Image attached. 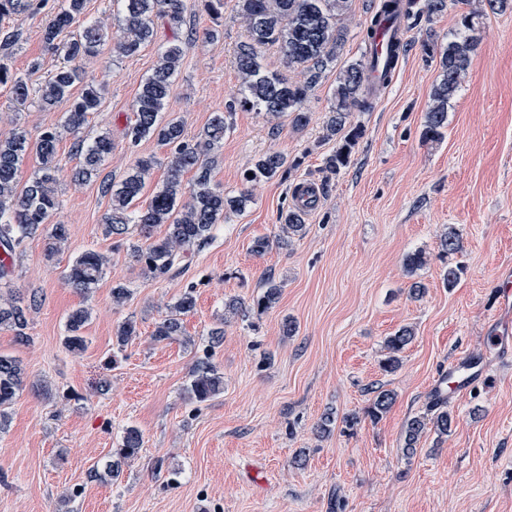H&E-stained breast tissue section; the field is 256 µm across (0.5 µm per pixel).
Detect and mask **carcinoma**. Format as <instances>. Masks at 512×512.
Segmentation results:
<instances>
[{
    "mask_svg": "<svg viewBox=\"0 0 512 512\" xmlns=\"http://www.w3.org/2000/svg\"><path fill=\"white\" fill-rule=\"evenodd\" d=\"M122 36L114 44L125 57L138 54L142 47L156 36L155 21L165 19L174 27L184 23L189 0H122ZM201 7L213 20L214 27L206 38L215 40L223 35L224 0H200ZM48 0H0V85H10L12 99L25 104L33 95L41 107L49 109L69 100L64 122L44 130L36 142H31L26 130L17 128L7 138H0V282H9L14 272L16 258L26 242L43 235L46 251L52 256L59 252V245L68 239L64 224L50 223L61 202L58 183L62 167L57 158V145L61 131L74 137L75 154L79 165L72 177L77 181H90L99 175L103 161L112 153V139L101 134L89 141L81 136L88 122V115L99 110L100 93L97 87L83 82L82 63L96 56L106 42V33L98 22L82 20L86 0H58L57 8L48 15L42 28L44 44L63 62L47 79L32 87L28 79L13 72L8 64L19 33L3 22L15 15H35L44 9ZM448 8V0H381L370 15L364 43L370 44L381 23H390L400 16L417 15L431 17ZM349 9V0H237V16L247 26V39L235 49V63L242 78L241 96L225 111L214 113L210 123L199 137L189 140L181 121H163L162 112L169 99L173 78L178 73L192 37L165 47L152 73L145 78L133 103L134 120L126 129V138L132 146L146 138L170 148L166 176L161 188L148 199H143L144 189L155 163L152 157H139L118 180L104 179L99 185L102 195L110 197V210L104 216L102 226L105 236L120 238L143 271L152 277L175 278L189 266L195 251L209 244L218 226L230 213H243L251 197L242 192L228 196L211 181V153L224 139L229 129L228 117L233 107L263 112L272 118L286 117L294 127L301 129L310 122V113L304 104L331 64L336 62L344 46L345 34L339 26L341 16ZM481 14L475 11L461 15V32L448 41L440 51V79L434 85L431 104L425 113L422 138L431 143L442 141L448 128V104L461 86L477 46L476 31ZM275 46L286 60L288 67L298 69L303 79L292 81L284 75L266 70L262 64L263 52ZM408 44L392 45L389 55H376L352 62L339 72L331 97V109L325 125L324 139L336 140V150L326 156L324 170L332 175L346 168L363 129L352 124L354 112L371 108L370 99L378 87H387L393 80L401 56ZM35 153L40 165L26 182H21L25 159ZM301 160L279 151L260 155L243 173L247 183L267 182L285 176L298 168ZM193 173L185 181L187 173ZM305 210L295 206L283 216V228L288 236H296L304 230ZM139 228L144 241L131 242L126 238L129 225ZM164 227V234L153 236L154 228ZM442 253L453 255L461 250L459 237L448 230L440 239ZM106 274L105 257L98 251L87 250L67 267L65 283L84 295L96 288ZM281 286L269 281L266 290L254 302L259 309H267L276 303ZM37 293L30 294L28 303L13 292L0 294V328L21 335L26 325L27 311L37 306ZM195 307L194 287L190 286L169 307V312L156 324L153 338L157 342L181 341L194 345L184 334V317ZM90 318V308L83 306L72 310L66 321L64 346L71 352L86 347L83 329ZM138 336L134 320L128 319L117 328L115 339L123 348ZM413 329L405 326L387 337V357L383 367L389 372L399 366L398 354L412 342ZM26 385L25 370L21 361L11 355L0 354V432L8 427L9 409ZM224 379L211 362V353L204 351L191 370L184 389L187 400L194 404L208 401L223 388ZM394 394L378 388L369 408L370 416L378 419L388 411ZM433 426L438 437L452 431L453 416L448 411L441 391L432 396L427 413L409 419L404 428V451L416 450L420 437ZM143 436L131 426L123 431L118 460L108 469L110 478L116 480L121 473V461L139 452Z\"/></svg>",
    "mask_w": 512,
    "mask_h": 512,
    "instance_id": "obj_1",
    "label": "carcinoma"
}]
</instances>
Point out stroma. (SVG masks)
<instances>
[{"mask_svg": "<svg viewBox=\"0 0 512 512\" xmlns=\"http://www.w3.org/2000/svg\"><path fill=\"white\" fill-rule=\"evenodd\" d=\"M377 3L351 0L341 20L343 51L306 102L307 127L234 112L212 154V182L229 195L250 190L252 201L228 216L180 278L145 274L127 248L104 235L110 203L97 181H72L74 139L59 141L65 173L53 221L67 226L68 240L52 256L43 237L27 243L10 286L40 297L28 315L29 341L0 329V352L19 357L31 380L51 382L53 396L28 388L10 410L0 434V512H512V337L500 346L488 340L500 317L498 274L512 269V10L450 0L444 13L419 19L407 32L411 47L393 83L374 96L370 111L352 117L363 136L349 166L329 177L324 159L336 143L323 134L331 92L340 69L361 59L362 29ZM235 4L226 0L217 40L205 39L212 21L191 0L182 27L158 21L155 40L137 55L106 47L85 62L86 80L101 93L85 132L112 139L102 175L122 178L136 158L151 156L146 193L163 183L169 149L152 138L130 147L125 130L140 85L168 42L195 37L166 109L183 121L188 138L237 95L234 49L247 32ZM466 9L483 15L480 43L448 107L444 141L426 142L422 124L440 68L422 45L447 43ZM44 22L41 13L9 21L21 34L11 67L34 86L60 62L44 46ZM34 61L41 64L35 72ZM68 108L65 101L51 109L34 100L16 105L9 86L0 85V135L20 127L37 138L60 125ZM269 151L302 163L288 178L247 187L244 170ZM307 182L328 189L306 213L303 234L252 253L255 238L278 237L281 213ZM448 228L462 245L454 260L463 273L452 288L443 284L439 258ZM89 249L104 254L108 268L86 299L63 272ZM418 250L428 262L407 273L404 259ZM269 278L281 283L280 297L260 311L253 302ZM117 280L133 291L120 306L111 294ZM415 281L426 287L419 299L409 295ZM190 286L196 305L184 328L194 346L154 341L156 323ZM233 298L244 304L234 315L225 309ZM81 306L91 310L87 346L74 354L63 338L68 314ZM288 317L298 327L292 336L282 333ZM128 319L139 334L120 349L115 332ZM404 326L414 338L398 369L384 371V342ZM214 328L224 338L212 348ZM207 350L224 389L196 405L184 388ZM463 359L476 361L484 376L459 394L453 367ZM103 381L109 388L102 392ZM374 385L394 394L377 420L368 414ZM437 390L454 417L451 433L440 438L426 430L416 451L404 452L407 420L423 414ZM328 412L331 431L317 436ZM129 426L143 436L138 455L118 480L92 477Z\"/></svg>", "mask_w": 512, "mask_h": 512, "instance_id": "35a3bbf8", "label": "stroma"}]
</instances>
